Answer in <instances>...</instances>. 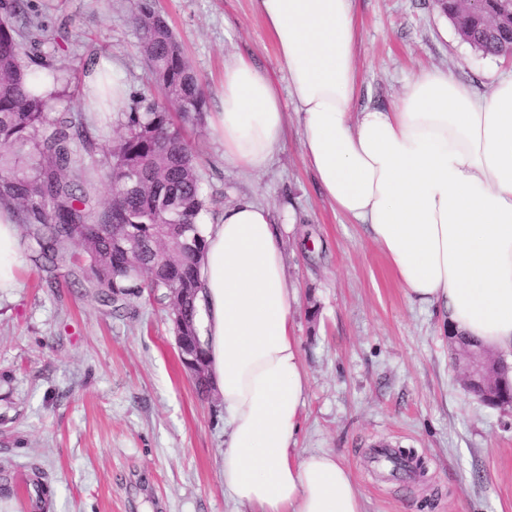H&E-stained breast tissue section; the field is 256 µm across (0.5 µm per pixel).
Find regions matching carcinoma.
Here are the masks:
<instances>
[{"label": "carcinoma", "mask_w": 512, "mask_h": 512, "mask_svg": "<svg viewBox=\"0 0 512 512\" xmlns=\"http://www.w3.org/2000/svg\"><path fill=\"white\" fill-rule=\"evenodd\" d=\"M458 35L486 55H502L512 44V0H438ZM139 48L152 68L167 105L144 112H122L125 133L112 141L103 168L94 159L88 128L61 115L49 118L54 99L29 90L32 73L13 18L25 13V0H0V206L13 210L24 236L37 246L42 262L54 266L73 258L75 283L85 296L112 307L122 317L131 300L148 299L168 311L173 330L186 347L206 354L196 321L195 298L205 239L199 217L205 210L201 174L181 128L172 122L174 106L185 121H200L204 95L197 76L154 0H134ZM83 146L91 166L109 187L97 208L84 170L77 168ZM147 239L135 258L138 282L129 289L130 266L114 242L126 228ZM484 404H512V383L503 380Z\"/></svg>", "instance_id": "obj_1"}]
</instances>
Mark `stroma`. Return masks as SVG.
Listing matches in <instances>:
<instances>
[{
	"label": "stroma",
	"instance_id": "1",
	"mask_svg": "<svg viewBox=\"0 0 512 512\" xmlns=\"http://www.w3.org/2000/svg\"><path fill=\"white\" fill-rule=\"evenodd\" d=\"M43 30L26 40L33 74L54 79V115L84 122L98 149L124 134L83 101L90 63L122 61L127 107L153 97L132 0H26ZM204 91L220 109L224 63L286 73L256 0H156ZM363 75L356 109L387 105L430 67L482 92L512 76V58L474 51L436 0H355ZM276 162L247 175L224 161L210 124L187 128L207 198L202 224L249 196L285 227L286 274L299 288L296 334L307 374L298 447L351 471L364 512H512V407L469 396L434 312L408 304L364 227L321 194L293 104ZM19 242L18 286L0 293V512H245L224 488L228 428L218 393L198 396L165 309L137 299L128 315L86 301L72 267H37ZM55 287H48V280ZM380 448H411L426 478L389 480Z\"/></svg>",
	"mask_w": 512,
	"mask_h": 512
}]
</instances>
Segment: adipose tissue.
Masks as SVG:
<instances>
[{
    "instance_id": "obj_1",
    "label": "adipose tissue",
    "mask_w": 512,
    "mask_h": 512,
    "mask_svg": "<svg viewBox=\"0 0 512 512\" xmlns=\"http://www.w3.org/2000/svg\"><path fill=\"white\" fill-rule=\"evenodd\" d=\"M288 79L303 156L342 215L365 225L409 304L453 333L512 352V79L485 93L434 67L387 107L354 111L362 82L354 0H258ZM127 86L111 57L86 79L89 99ZM212 128L224 161L264 172L286 121L279 89L244 57L224 65ZM197 307L209 369L230 427L224 487L249 512H363L350 471L329 452L299 453L307 395L281 234L244 197L208 225ZM18 229L0 208V292L17 285Z\"/></svg>"
}]
</instances>
